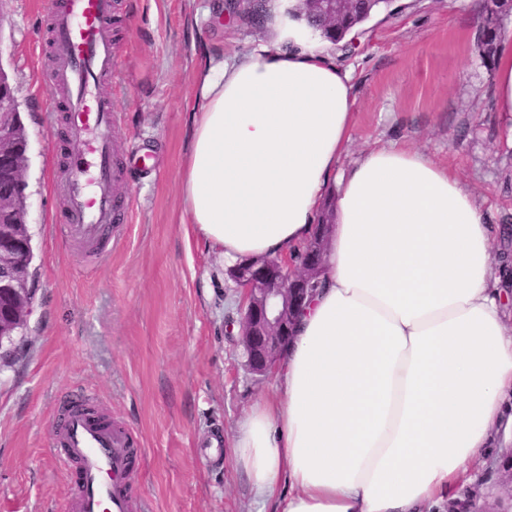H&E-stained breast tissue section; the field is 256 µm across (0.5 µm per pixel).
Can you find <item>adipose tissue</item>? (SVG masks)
<instances>
[{
	"label": "adipose tissue",
	"mask_w": 512,
	"mask_h": 512,
	"mask_svg": "<svg viewBox=\"0 0 512 512\" xmlns=\"http://www.w3.org/2000/svg\"><path fill=\"white\" fill-rule=\"evenodd\" d=\"M182 165V221L228 264L291 256L334 198L327 274L299 313L272 397L234 455L259 512H438L512 429V303L496 227L425 151L340 161L357 96L329 53L258 42L210 59ZM512 113V34L495 58Z\"/></svg>",
	"instance_id": "adipose-tissue-1"
}]
</instances>
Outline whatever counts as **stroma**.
Segmentation results:
<instances>
[{
    "mask_svg": "<svg viewBox=\"0 0 512 512\" xmlns=\"http://www.w3.org/2000/svg\"><path fill=\"white\" fill-rule=\"evenodd\" d=\"M118 78L112 96L122 148H147L148 163L120 158L119 192L130 205L124 244L93 263L56 233L63 204L57 146L43 79L55 0H0V66L15 88L28 133L25 173L36 302L0 367V512H67L72 474L51 443L64 412L84 402L128 429L141 450L134 493L143 512H254L237 470L238 421L276 391L275 376L245 367L238 335L241 292L223 257L182 222L181 167L201 100L203 52L232 56L274 39L223 14L227 0H115ZM485 0H394L342 48L326 44L357 88L356 126L344 162L404 143L457 172L497 225L495 252L512 254V116L497 112L494 64L477 40ZM222 460L203 450L212 432ZM512 434L499 432L452 512L512 504L499 463Z\"/></svg>",
    "mask_w": 512,
    "mask_h": 512,
    "instance_id": "stroma-1",
    "label": "stroma"
}]
</instances>
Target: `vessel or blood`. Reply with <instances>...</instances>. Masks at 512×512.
I'll use <instances>...</instances> for the list:
<instances>
[{"mask_svg": "<svg viewBox=\"0 0 512 512\" xmlns=\"http://www.w3.org/2000/svg\"><path fill=\"white\" fill-rule=\"evenodd\" d=\"M113 11V0H65L49 19L47 43L53 59L47 90L66 116L60 148L64 205L55 221L66 238L97 254L103 243L120 245L113 228L127 221L126 204L116 192V116L111 99L99 93L101 81L118 72L109 35ZM53 448L58 464L76 473L71 512H139L131 495L138 450L126 430L73 412Z\"/></svg>", "mask_w": 512, "mask_h": 512, "instance_id": "vessel-or-blood-1", "label": "vessel or blood"}]
</instances>
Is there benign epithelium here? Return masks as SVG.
I'll list each match as a JSON object with an SVG mask.
<instances>
[{
	"mask_svg": "<svg viewBox=\"0 0 512 512\" xmlns=\"http://www.w3.org/2000/svg\"><path fill=\"white\" fill-rule=\"evenodd\" d=\"M12 99L14 88L0 66V337L15 336L25 328L35 300L23 179L28 139L19 130ZM331 223L332 209L327 205L297 264L264 256L227 269L228 278L244 295L239 308L240 343L252 374L268 375L285 355L297 311L313 296V284L325 273Z\"/></svg>",
	"mask_w": 512,
	"mask_h": 512,
	"instance_id": "benign-epithelium-1",
	"label": "benign epithelium"
}]
</instances>
